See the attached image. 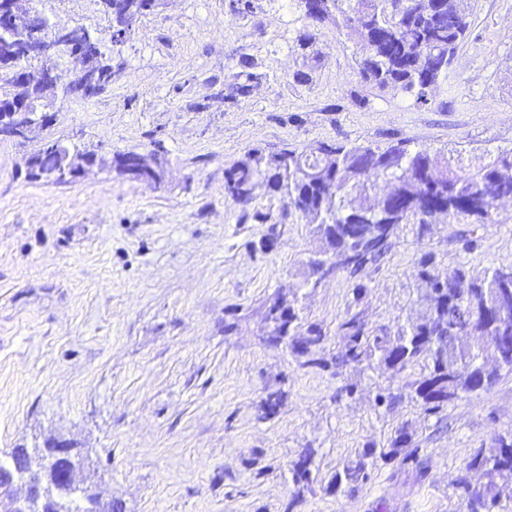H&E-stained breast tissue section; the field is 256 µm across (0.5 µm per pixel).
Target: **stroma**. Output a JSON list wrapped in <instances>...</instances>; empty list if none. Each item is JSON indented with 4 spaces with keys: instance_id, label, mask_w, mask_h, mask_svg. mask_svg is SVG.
<instances>
[{
    "instance_id": "obj_1",
    "label": "stroma",
    "mask_w": 512,
    "mask_h": 512,
    "mask_svg": "<svg viewBox=\"0 0 512 512\" xmlns=\"http://www.w3.org/2000/svg\"><path fill=\"white\" fill-rule=\"evenodd\" d=\"M471 6L450 80L418 107L363 80L361 44L332 21L309 27L298 0H161L114 49L111 88L57 95L48 133L0 140V459L67 445L83 463L77 481L122 512H285L291 463L311 448L301 512H464L452 483L512 430V373L438 421L408 399L374 407L378 390L399 384L383 365L297 369L266 340L269 301L297 297L332 352L351 284L341 274L308 284L319 242L306 218L262 186L228 199L224 169L253 149L324 142L401 140L465 170L511 154L512 0ZM38 7L56 27L109 25L100 0ZM46 135L95 150L99 164L70 184L29 180L26 160ZM157 145L168 158L161 185L113 171V153ZM425 252L443 275L512 264V201L491 224L444 217L421 241L403 228L363 275L369 327L393 330L423 311L412 270ZM348 383L356 396L337 399ZM276 391L279 412L261 418V398ZM405 421L432 460L425 480L391 463L355 492L328 490L337 467Z\"/></svg>"
}]
</instances>
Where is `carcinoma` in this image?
Segmentation results:
<instances>
[{
  "mask_svg": "<svg viewBox=\"0 0 512 512\" xmlns=\"http://www.w3.org/2000/svg\"><path fill=\"white\" fill-rule=\"evenodd\" d=\"M150 0H115L110 18L112 34L129 38L137 21L152 12ZM396 0H312L313 10L305 14L311 23L332 19L339 30L349 29L367 52L360 62L362 77L377 88L397 89L413 98L419 107L433 104L431 90L448 79L454 58L469 35L471 6L468 0H407L396 12ZM111 58L95 55L88 59L87 76L109 88ZM34 62L23 58L0 59V98H38L44 87L32 74ZM324 171L317 183L299 180L304 153L282 149L269 155L247 152L224 169V187L239 199L250 197L254 185L265 183L273 194L313 224L320 240V254L334 265V272L351 281L352 297L336 333V355L326 357L328 340L322 327L310 323L299 331L301 318L295 300L276 296L266 307L265 320L272 332L268 341L283 345L299 368L325 370L331 365L383 363L397 376H406L398 387L378 391L377 408H392L407 396L428 417L442 420L450 405L471 394L491 388L502 370L512 372V349L500 351L499 336H512V320L474 328L461 326L451 346L442 345L448 335V310L480 311L499 300L512 301V265L487 268L473 276L460 268L452 277L436 271L434 257L425 253L414 263V278L431 301L429 311L395 331L371 329L357 310L368 285L361 273L376 265L398 242L399 232L417 221L416 235L431 232L441 216L461 218L470 224H492L499 202L512 198V157L498 156L471 172H459L450 158L433 156L425 150H410L398 142L385 149L322 143ZM94 152L46 139L31 154L40 180L60 184L62 167L77 164ZM143 176L162 180L163 161L155 152L112 156V170L128 177L134 167ZM380 178L393 181L396 214L389 215L387 200L366 203L372 183ZM283 392H272L261 401L262 418L276 414L283 404ZM399 459L414 464L417 477L425 479L430 469L415 431L407 423L394 429L387 445L369 443L345 460L332 475L328 486L336 492L354 490L370 480L379 463ZM314 450L305 448L291 463L297 493L287 512L303 503V491L315 476ZM512 486V432L499 434L489 449H478L463 464L454 491L465 512H504L502 493Z\"/></svg>",
  "mask_w": 512,
  "mask_h": 512,
  "instance_id": "1",
  "label": "carcinoma"
}]
</instances>
